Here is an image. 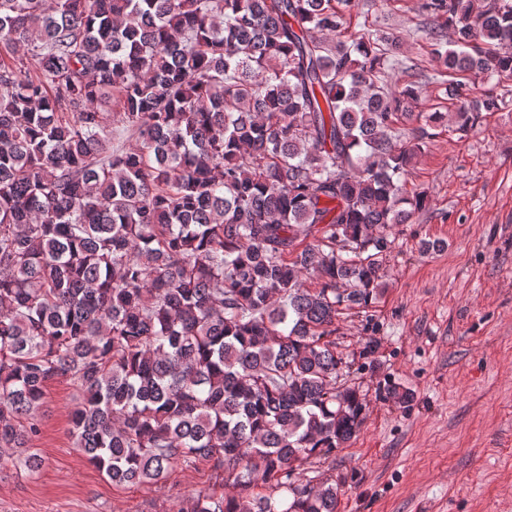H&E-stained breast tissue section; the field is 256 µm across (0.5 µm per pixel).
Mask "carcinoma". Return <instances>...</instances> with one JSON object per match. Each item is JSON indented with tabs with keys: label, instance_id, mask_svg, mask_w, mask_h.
Returning a JSON list of instances; mask_svg holds the SVG:
<instances>
[{
	"label": "carcinoma",
	"instance_id": "carcinoma-1",
	"mask_svg": "<svg viewBox=\"0 0 512 512\" xmlns=\"http://www.w3.org/2000/svg\"><path fill=\"white\" fill-rule=\"evenodd\" d=\"M338 1L0 0V448L66 378L116 487L206 463L227 491L177 512H337L299 473L363 421L336 316L429 206L434 130L512 110V0H426L425 110Z\"/></svg>",
	"mask_w": 512,
	"mask_h": 512
}]
</instances>
